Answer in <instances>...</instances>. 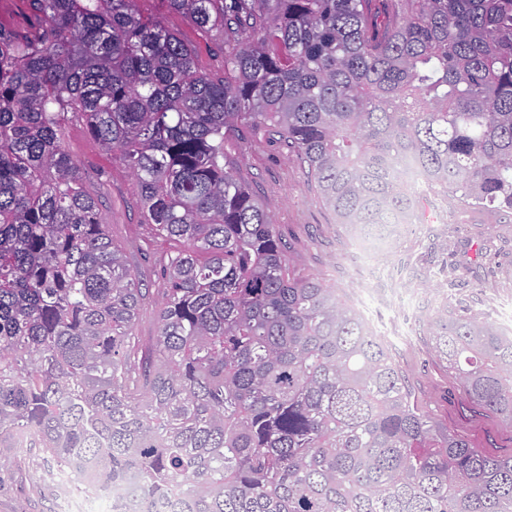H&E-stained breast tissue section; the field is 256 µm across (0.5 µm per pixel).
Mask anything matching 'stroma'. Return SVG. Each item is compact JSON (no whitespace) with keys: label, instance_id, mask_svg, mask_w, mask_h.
<instances>
[{"label":"stroma","instance_id":"obj_1","mask_svg":"<svg viewBox=\"0 0 512 512\" xmlns=\"http://www.w3.org/2000/svg\"><path fill=\"white\" fill-rule=\"evenodd\" d=\"M136 8L192 46L201 72L223 75L222 32L202 31L189 16L172 12L167 0H136ZM62 143L87 190L100 195L112 240L146 292L135 333L150 341L157 334L155 309L165 297L163 268L180 245L158 238L145 223L136 181L83 122L68 120ZM224 164L277 225L291 276L319 279L348 305L354 288L367 289L386 328L405 337L388 352L432 421L475 447L512 457V424L469 399L431 335L443 311L505 330L499 311L512 308V210L470 211L441 186L422 184L417 218L370 252L357 231L338 222L307 168L267 126L240 123L224 140ZM58 502L57 492L37 496L10 468L0 469V512H60Z\"/></svg>","mask_w":512,"mask_h":512}]
</instances>
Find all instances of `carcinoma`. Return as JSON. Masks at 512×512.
I'll return each mask as SVG.
<instances>
[{"label": "carcinoma", "mask_w": 512, "mask_h": 512, "mask_svg": "<svg viewBox=\"0 0 512 512\" xmlns=\"http://www.w3.org/2000/svg\"><path fill=\"white\" fill-rule=\"evenodd\" d=\"M224 32V77L135 0H32L0 25V448L45 479L137 477L134 512H512V458L440 430L358 315L224 169V136L288 142L341 224L382 233L415 170L512 210V0H168ZM119 155L146 223L183 249L157 336L62 146L68 116ZM436 353L512 423V336L438 314ZM32 19L29 0H0V23L17 32L25 31Z\"/></svg>", "instance_id": "obj_1"}]
</instances>
